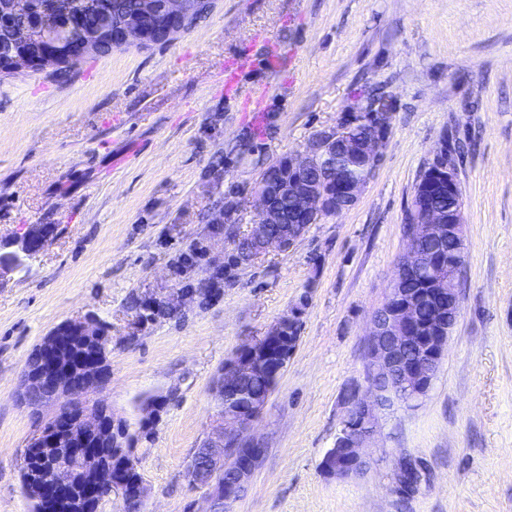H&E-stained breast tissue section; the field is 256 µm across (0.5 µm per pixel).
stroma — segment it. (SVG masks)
I'll list each match as a JSON object with an SVG mask.
<instances>
[{"instance_id":"stroma-1","label":"stroma","mask_w":512,"mask_h":512,"mask_svg":"<svg viewBox=\"0 0 512 512\" xmlns=\"http://www.w3.org/2000/svg\"><path fill=\"white\" fill-rule=\"evenodd\" d=\"M241 55L254 65L230 96L224 66ZM380 95L387 149L357 204L225 280L224 204L247 229L267 165ZM445 137L460 147V318L427 395L381 418L366 470L325 475ZM31 224L51 226L45 246L0 277V512L32 509L22 453L54 409L22 404L21 376L59 326L105 329L99 397L134 437L143 512H192L205 492L185 468L212 433L219 371L298 304L297 349L253 426L266 454L233 512H512V0H215L167 43L2 76L0 239ZM186 288L174 316L132 306Z\"/></svg>"}]
</instances>
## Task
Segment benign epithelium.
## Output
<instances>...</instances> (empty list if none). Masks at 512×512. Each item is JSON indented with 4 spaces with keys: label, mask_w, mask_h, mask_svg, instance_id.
Listing matches in <instances>:
<instances>
[{
    "label": "benign epithelium",
    "mask_w": 512,
    "mask_h": 512,
    "mask_svg": "<svg viewBox=\"0 0 512 512\" xmlns=\"http://www.w3.org/2000/svg\"><path fill=\"white\" fill-rule=\"evenodd\" d=\"M199 3L200 0H167L169 34L181 31L198 10ZM27 4L30 22L25 35H10L13 14ZM156 18L151 0H146L141 12L116 24L110 19L108 0H53L52 9L44 13L36 8L34 0H0V66L14 72L24 66L40 65L50 57L87 56L93 52L101 34L120 47L132 44L143 47L157 30ZM391 118L387 104H373L359 114V120L340 123L316 134L304 151L290 156L294 177L288 180V195L299 201L305 218L302 223L274 232L276 213L270 191L265 182L258 183L254 191L255 221L247 233L261 251L290 250L310 225L356 204L361 190L379 169ZM330 160L336 170L333 201L329 200L321 179L308 177L310 171ZM432 162L429 177L418 186L410 206L409 227L404 233L408 248L398 264L394 284L412 275L429 276L433 294L439 298L448 295V316L434 318L421 327L417 321L418 300L404 296L396 287L390 289L383 306L372 318L364 384H354L344 393L347 416L336 438V447L322 461V470L327 474L351 477L365 470L361 449L376 435L379 418L396 407H415L426 396L458 322L459 297L455 289L444 287L446 279L439 265L421 247L426 240L457 237L465 224L459 205L446 210L427 205L428 191L438 185L447 187L450 197L456 198L460 192L456 167L446 159L445 152L434 154ZM47 235L48 228L41 224L28 227L13 241L19 251L0 254V272L14 269L19 254L31 256L38 252ZM63 329L77 333L87 342L103 337L101 325L94 322L66 324ZM68 344L69 338L56 331L45 337L37 363L27 366L22 375V399L31 401L40 391L51 390L49 403L58 405L52 418L62 417L59 428L69 440V447L54 449L55 440L43 426L30 439L35 447L52 450L48 484L33 486L35 500H41L43 492L60 498L69 495L78 487V474L94 470L105 489L103 499L116 494L123 501L125 512H141L147 496L144 483L129 491L116 486L112 469L89 452L91 448L118 442L112 427L115 419L109 418L112 409L92 398L103 387L109 370L94 357L62 355ZM285 367L286 363L274 362L266 351L250 343L221 369L214 386L215 396L222 403L220 415L212 435L194 451L187 464L192 472L199 461L209 472L204 484L191 480L193 487L206 490L205 512H230L246 491L266 452L263 442L251 434V428L267 400L248 396L242 391L243 380L258 374L278 377ZM233 462L235 479L226 482L224 469Z\"/></svg>",
    "instance_id": "7a95c632"
}]
</instances>
